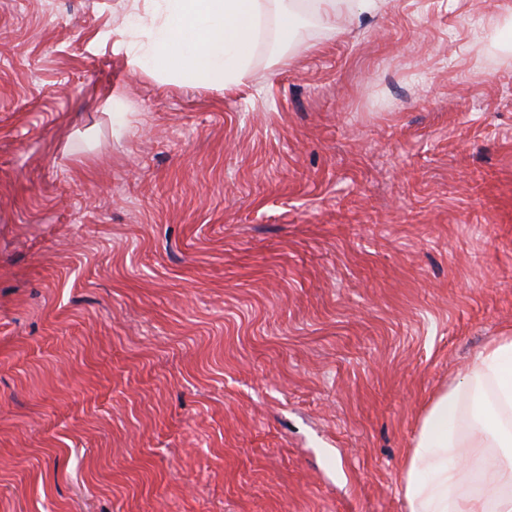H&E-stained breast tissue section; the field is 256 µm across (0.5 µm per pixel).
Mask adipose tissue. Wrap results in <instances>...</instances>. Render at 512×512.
Returning <instances> with one entry per match:
<instances>
[{
    "label": "adipose tissue",
    "mask_w": 512,
    "mask_h": 512,
    "mask_svg": "<svg viewBox=\"0 0 512 512\" xmlns=\"http://www.w3.org/2000/svg\"><path fill=\"white\" fill-rule=\"evenodd\" d=\"M304 1L329 37L346 6H378L377 0H158L150 16L133 14L99 41L165 83L228 91L247 77L270 15L278 17L279 59L293 53ZM466 483L473 493H462ZM401 489L407 512H512V333L490 341L435 398Z\"/></svg>",
    "instance_id": "adipose-tissue-1"
}]
</instances>
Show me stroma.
Instances as JSON below:
<instances>
[{"label":"stroma","mask_w":512,"mask_h":512,"mask_svg":"<svg viewBox=\"0 0 512 512\" xmlns=\"http://www.w3.org/2000/svg\"><path fill=\"white\" fill-rule=\"evenodd\" d=\"M130 3L0 0V512H406L512 332V0L306 14L232 91L92 48Z\"/></svg>","instance_id":"obj_1"}]
</instances>
